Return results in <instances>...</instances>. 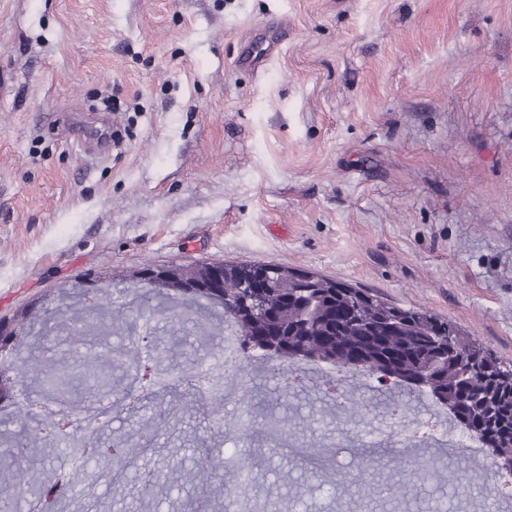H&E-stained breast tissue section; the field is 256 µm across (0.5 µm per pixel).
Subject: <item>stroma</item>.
Here are the masks:
<instances>
[{
	"mask_svg": "<svg viewBox=\"0 0 512 512\" xmlns=\"http://www.w3.org/2000/svg\"><path fill=\"white\" fill-rule=\"evenodd\" d=\"M288 18L292 32L262 71L233 60L250 28ZM121 129L120 147L87 156L69 128ZM272 262L369 288L403 307L456 324L512 368V0H0V319L37 299L55 337L36 341L11 427L49 397L39 365L65 359L71 327L92 341L126 342L107 326L108 300L169 307L130 282L150 266ZM112 285L90 299L86 273ZM181 319L138 322L164 373L188 356L210 361L223 331L205 306ZM211 402L184 386L183 419L131 455L112 481L97 462L81 469L54 512H238L221 489L194 478L199 448L221 449L226 471L256 460L241 496L257 512H500L489 480L457 477L473 463L461 448L417 458L449 477L395 486L402 469H372L369 499L324 497L321 472L277 442L240 440L233 393L251 389L296 444L341 449L405 439L387 415L402 399L408 421L431 404L413 395H369L338 425L334 399L309 384L282 395L266 366L245 364ZM143 399L114 417L103 447L142 430Z\"/></svg>",
	"mask_w": 512,
	"mask_h": 512,
	"instance_id": "stroma-1",
	"label": "stroma"
}]
</instances>
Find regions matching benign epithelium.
Returning a JSON list of instances; mask_svg holds the SVG:
<instances>
[{"mask_svg":"<svg viewBox=\"0 0 512 512\" xmlns=\"http://www.w3.org/2000/svg\"><path fill=\"white\" fill-rule=\"evenodd\" d=\"M132 281L147 284L161 292L172 293L180 290L187 293H204L217 302L224 298V292L221 290L224 283L222 269L214 270L197 265L194 275L187 277L181 265L143 268L132 275Z\"/></svg>","mask_w":512,"mask_h":512,"instance_id":"7a95c632","label":"benign epithelium"}]
</instances>
